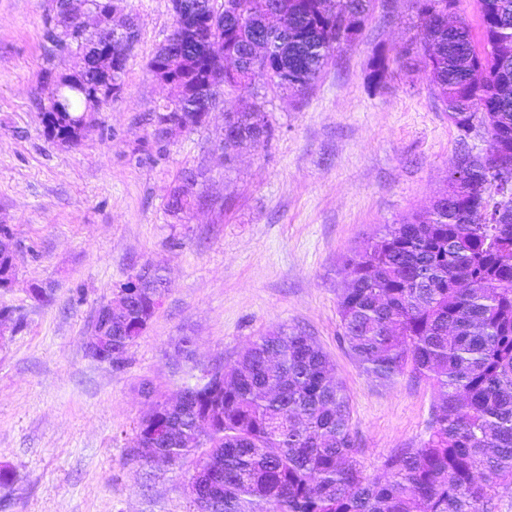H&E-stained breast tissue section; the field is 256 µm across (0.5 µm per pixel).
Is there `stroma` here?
I'll list each match as a JSON object with an SVG mask.
<instances>
[{
    "label": "stroma",
    "instance_id": "obj_1",
    "mask_svg": "<svg viewBox=\"0 0 512 512\" xmlns=\"http://www.w3.org/2000/svg\"><path fill=\"white\" fill-rule=\"evenodd\" d=\"M119 5L139 28L124 90L67 148L39 119L45 70L72 65L44 37L47 0H0V224L16 266L0 308L20 323L0 335V467L14 473L0 512H193V458L133 455L151 405L141 386L175 398L201 369L232 364L280 325L327 352L350 397L359 458L377 470L423 437L433 394L407 375L375 381L352 360L338 312L344 267L383 225L429 211L461 150L488 147L483 133L462 137L422 63L400 54L420 31L416 0H375L308 94L256 77L225 93L208 125L159 144L149 117L170 89L148 62L174 24L171 0ZM382 53L389 70L375 86L368 74ZM257 103L273 139L225 159V113ZM189 168L200 172L198 203L171 214ZM146 265L167 278L161 307L124 364L97 360L86 347L97 309Z\"/></svg>",
    "mask_w": 512,
    "mask_h": 512
}]
</instances>
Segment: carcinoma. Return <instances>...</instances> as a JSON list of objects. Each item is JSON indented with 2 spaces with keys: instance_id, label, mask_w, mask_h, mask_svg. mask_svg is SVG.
<instances>
[{
  "instance_id": "obj_1",
  "label": "carcinoma",
  "mask_w": 512,
  "mask_h": 512,
  "mask_svg": "<svg viewBox=\"0 0 512 512\" xmlns=\"http://www.w3.org/2000/svg\"><path fill=\"white\" fill-rule=\"evenodd\" d=\"M45 39L71 50L72 71L44 88L39 113L49 136L78 145L80 130L102 105L91 99L97 80L82 66L103 42L112 50V85L124 87L139 31L123 21L97 31L53 0ZM189 15L175 20L166 46L152 55L175 75L167 102L154 112V137L165 129L194 130L209 113L191 112L179 97L205 80L224 88L251 85L255 74L302 94L336 49L350 42L370 17L373 0H288L285 16L267 0H186ZM481 41L463 21L448 24L456 0H418L421 33L402 54L429 70L434 93L462 136L476 128L485 153L462 150L448 191L425 215L386 224L376 240L345 266L348 287L338 301L342 338L368 377L390 383L407 373L437 397L425 435L392 450L366 472L352 430L345 387L328 368L322 346L307 332L278 326L258 336L230 366L192 377L195 392L180 405L158 397L138 426L135 447L151 448L148 435L161 423L157 444L178 462L195 456L191 481L215 488L219 512H491L502 488H512V224H496L512 206V176L487 177L495 149L512 152V0H478ZM235 57L234 75L220 73L214 47ZM232 121L224 156L274 137L263 106ZM200 173L188 170L169 211L194 203ZM15 277L10 230L0 225V286ZM138 300L112 317V340L122 352L102 360L120 365L156 313L153 298L163 278L140 272L125 283Z\"/></svg>"
}]
</instances>
